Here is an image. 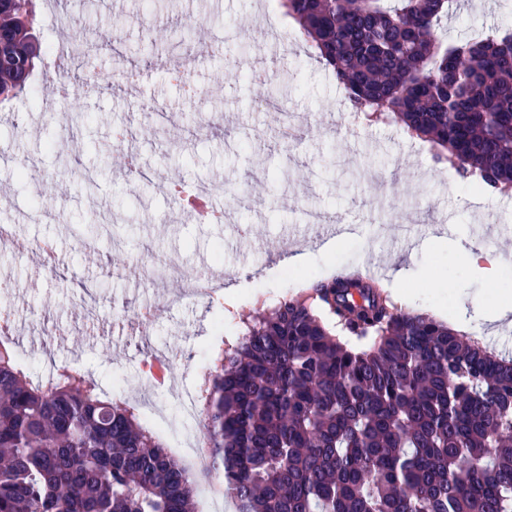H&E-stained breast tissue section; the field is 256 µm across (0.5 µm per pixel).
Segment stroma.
I'll return each mask as SVG.
<instances>
[{
    "instance_id": "35a3bbf8",
    "label": "stroma",
    "mask_w": 512,
    "mask_h": 512,
    "mask_svg": "<svg viewBox=\"0 0 512 512\" xmlns=\"http://www.w3.org/2000/svg\"><path fill=\"white\" fill-rule=\"evenodd\" d=\"M61 10L70 26L51 36L36 23L41 41L59 45L77 36L94 43L105 75L120 59L151 70L145 96L173 119L165 127L152 123L118 81L21 122L10 105L0 104V143L18 163L36 168L24 180L13 168H0V226L12 234L0 246V280L15 282L0 291V302L22 310L23 330L38 338L34 345L16 341L32 373L56 364L79 367L109 387L136 380L139 358L114 337V314L161 304L151 342L188 357L236 336L235 320L261 307L251 290L296 297L301 279L324 278L341 265L376 273L388 293L398 287L392 269H410L399 285L415 298L403 305L406 313L493 301L480 282L456 280L449 250L435 241L465 235L484 242L491 256L512 254V203L471 196L449 168L413 151L396 123L345 122L343 89L309 43L298 39L299 26L280 0H126L121 6L61 0ZM103 29L112 31L111 42L99 40ZM475 29H512V0H455L438 36L450 45ZM250 50L267 59L275 97L307 128L297 151L275 136L279 113L254 110L264 86L237 76ZM171 54L190 65L199 92L195 106L186 105L183 91L163 73ZM116 125L136 132L125 146L113 142ZM130 152L155 170L157 182L128 186L111 158ZM162 179L244 187L257 203L233 224L200 223L184 214L171 221L173 204L158 186ZM307 208L353 220L356 229L335 241L314 240ZM400 212L406 225H426V232L393 240ZM41 239L62 254L61 273H46L30 250ZM301 252L307 262L292 268V283H284L275 260ZM116 254L124 256L123 265H113ZM169 258L185 274L213 272L225 288L239 289L234 312L216 304L163 307L172 289L162 278ZM56 326L66 336H46Z\"/></svg>"
}]
</instances>
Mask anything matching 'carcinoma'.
I'll use <instances>...</instances> for the list:
<instances>
[{
    "label": "carcinoma",
    "mask_w": 512,
    "mask_h": 512,
    "mask_svg": "<svg viewBox=\"0 0 512 512\" xmlns=\"http://www.w3.org/2000/svg\"><path fill=\"white\" fill-rule=\"evenodd\" d=\"M449 0H285L357 112H390L437 162L512 188V33L441 48ZM0 103L46 49L0 7ZM245 320L203 410L239 512H512V360L336 275ZM338 327L342 335H336ZM195 482L140 416L0 340V512H193Z\"/></svg>",
    "instance_id": "cac0c4a2"
}]
</instances>
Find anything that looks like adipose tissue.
Returning a JSON list of instances; mask_svg holds the SVG:
<instances>
[{
	"label": "adipose tissue",
	"mask_w": 512,
	"mask_h": 512,
	"mask_svg": "<svg viewBox=\"0 0 512 512\" xmlns=\"http://www.w3.org/2000/svg\"><path fill=\"white\" fill-rule=\"evenodd\" d=\"M458 268L463 276L475 277L486 287L496 289L497 303L490 308L474 305L472 315L463 313L445 314L441 308H433L437 318L447 319L451 328L466 330L470 321L476 320L494 325L512 318V285L506 279L507 266L504 262L491 258L482 245L474 239H463L452 246Z\"/></svg>",
	"instance_id": "1"
}]
</instances>
